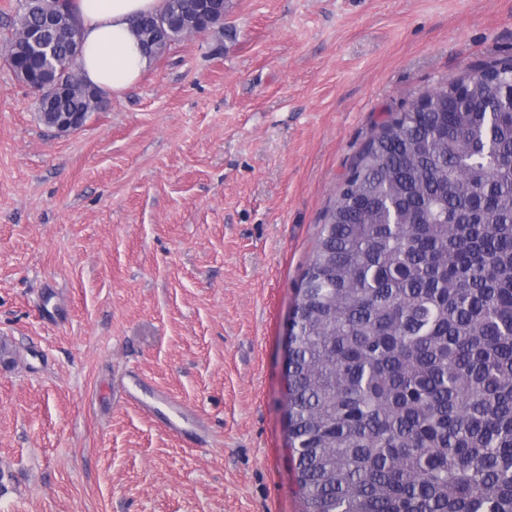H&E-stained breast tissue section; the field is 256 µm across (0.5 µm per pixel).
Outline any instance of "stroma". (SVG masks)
<instances>
[{
    "label": "stroma",
    "mask_w": 512,
    "mask_h": 512,
    "mask_svg": "<svg viewBox=\"0 0 512 512\" xmlns=\"http://www.w3.org/2000/svg\"><path fill=\"white\" fill-rule=\"evenodd\" d=\"M225 2L60 134L0 0V512H305L286 356L324 212L392 114L512 57V0Z\"/></svg>",
    "instance_id": "obj_1"
}]
</instances>
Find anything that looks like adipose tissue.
I'll return each mask as SVG.
<instances>
[{
    "instance_id": "ef3b65f1",
    "label": "adipose tissue",
    "mask_w": 512,
    "mask_h": 512,
    "mask_svg": "<svg viewBox=\"0 0 512 512\" xmlns=\"http://www.w3.org/2000/svg\"><path fill=\"white\" fill-rule=\"evenodd\" d=\"M166 0H74L82 28L79 66L85 79L106 94L137 83L151 61L133 26L142 14L161 13Z\"/></svg>"
}]
</instances>
